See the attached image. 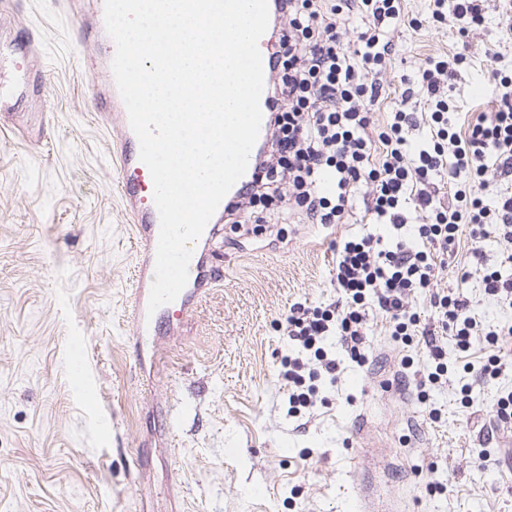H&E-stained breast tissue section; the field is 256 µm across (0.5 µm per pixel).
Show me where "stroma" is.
Segmentation results:
<instances>
[{"mask_svg":"<svg viewBox=\"0 0 512 512\" xmlns=\"http://www.w3.org/2000/svg\"><path fill=\"white\" fill-rule=\"evenodd\" d=\"M21 18L0 17V41L34 37L43 55L37 89L0 129V512H355L362 447L389 449L384 502L401 512H512V422L496 400L512 392V364L494 378L478 371L495 353L484 334L512 326V305L486 294L472 274L462 234L430 290L409 295L429 324L431 292L468 298L483 334L470 351L440 343L448 381L421 400L423 346L395 342L370 311L368 360L342 358L335 385L309 414L291 418L284 362L297 351L286 316L296 303H335L336 245L367 231L363 203L343 224H237L225 215L212 263L223 272L188 320L161 340L158 365L138 364L131 339L135 238L116 189L110 136L88 87L78 33L54 0H19ZM423 19L426 0H407ZM512 0H486L468 37L454 27L389 29L395 45L383 125L400 98L401 76L429 57L465 54L450 86L467 121L491 111L493 55L512 59L501 24ZM55 125L41 138L43 104ZM480 246L491 269L512 266V241ZM82 343L96 397L82 398L68 373L72 339ZM391 381L395 394L380 384ZM470 396L473 405L461 404ZM441 412L430 420L429 409Z\"/></svg>","mask_w":512,"mask_h":512,"instance_id":"1","label":"stroma"}]
</instances>
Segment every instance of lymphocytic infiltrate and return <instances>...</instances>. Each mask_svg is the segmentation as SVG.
Wrapping results in <instances>:
<instances>
[{
  "mask_svg": "<svg viewBox=\"0 0 512 512\" xmlns=\"http://www.w3.org/2000/svg\"><path fill=\"white\" fill-rule=\"evenodd\" d=\"M405 0H288V24L279 36L273 85L274 152L240 199L266 205L280 201L282 210L298 209L307 223H344L355 198L377 224L401 229L416 220L423 242L441 250L454 248L462 229L471 238L495 233L512 238V196L487 200L485 189L512 177V70L493 74L498 107L460 126L455 101L444 89L467 58L435 56L419 70L403 99L420 95L429 135L420 147L406 136L416 127L414 113L398 109L375 127L370 105L385 93L383 79L395 48L386 27L405 20ZM484 0H431L428 20L453 24L461 36L481 26ZM356 10L371 20L360 29L356 47L342 42L340 20ZM409 20V19H406ZM418 26V19L409 20ZM436 263L430 252L398 241L385 247L367 233L345 240L336 251L339 298L327 307L292 306L288 337L299 354L287 361L288 415L296 418L314 405L318 377L335 379L339 364L326 349L340 336L351 358L363 362L369 310L389 322L394 340L411 343L421 337L430 362L429 385L448 377V360L436 330L410 312L406 299L429 288ZM441 324L461 351L477 336L498 344L499 333H481L463 296L436 292L430 296ZM312 353L317 370L307 371L303 353Z\"/></svg>",
  "mask_w": 512,
  "mask_h": 512,
  "instance_id": "1",
  "label": "lymphocytic infiltrate"
}]
</instances>
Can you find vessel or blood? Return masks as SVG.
I'll use <instances>...</instances> for the list:
<instances>
[{
  "mask_svg": "<svg viewBox=\"0 0 512 512\" xmlns=\"http://www.w3.org/2000/svg\"><path fill=\"white\" fill-rule=\"evenodd\" d=\"M60 14L68 23L78 25L82 39L95 40L106 60H113L116 46L108 35L104 21V0H56ZM38 40L15 44L10 54L18 72L9 84L0 82V113L8 114L30 86L28 71L38 54ZM91 95L106 128L115 130L118 140L112 150L118 174L117 191L125 211L131 216L137 239V262L134 267L132 319L137 349L156 347L172 320L184 318L204 297L216 278L209 263L213 242L224 221L223 210H216L203 234L193 247L188 281L179 296L156 311H149L148 300L154 279L160 220L153 197V181L147 166L139 159V142L128 118L112 70H105L102 82L91 85ZM72 375L80 381L82 395L96 394L98 387L89 378L85 355L79 345H72L68 361Z\"/></svg>",
  "mask_w": 512,
  "mask_h": 512,
  "instance_id": "obj_1",
  "label": "vessel or blood"
}]
</instances>
